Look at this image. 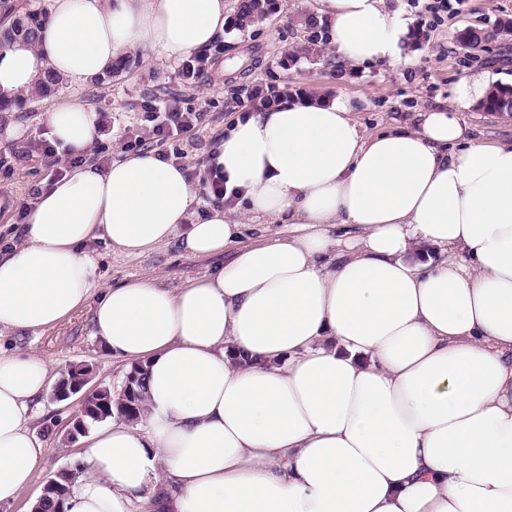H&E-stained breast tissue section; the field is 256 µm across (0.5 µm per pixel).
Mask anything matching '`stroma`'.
I'll return each instance as SVG.
<instances>
[{"instance_id": "35a3bbf8", "label": "stroma", "mask_w": 512, "mask_h": 512, "mask_svg": "<svg viewBox=\"0 0 512 512\" xmlns=\"http://www.w3.org/2000/svg\"><path fill=\"white\" fill-rule=\"evenodd\" d=\"M398 4L426 33L411 42L406 61L364 68L338 64L326 44L324 26L306 29L304 20L314 13V0H275L262 23L240 31L227 28L224 36L202 55L206 67L199 78L182 74V62H157L140 58L131 73L97 86L89 82L65 83L60 95L94 109L104 125L101 144L107 160L122 154L126 128L140 125L149 101L155 100L182 112H198L195 130L168 140L163 149L181 153L190 166L206 161L216 138L236 117L248 110V94L256 88L287 92L289 99L325 96L349 100L362 125L370 131L398 124H414L415 114L441 106L454 95L463 76L489 72L496 83L512 84V33L497 32L501 20L512 19V0H450L448 10L434 17L411 0ZM472 26L496 30L493 42L476 63H464L454 39L456 30ZM47 108L31 104L20 112H0V252L20 245L16 226L19 210L30 203L32 189L43 187L51 167L34 148L46 128ZM461 120L481 140H512V116L471 109ZM94 258L101 286H116L151 277L169 288H180L230 262L234 248L208 257L185 255L177 241H170L140 256H129L106 241L94 244ZM0 351L25 352L48 357L59 365L80 364L90 371V387L118 386L126 367L112 360L91 330L88 310L76 312L53 329L41 333L0 335ZM75 400L55 402L43 397L29 426L42 441L44 452L31 490L11 508L0 512H29L34 491L67 468L75 445L65 443Z\"/></svg>"}]
</instances>
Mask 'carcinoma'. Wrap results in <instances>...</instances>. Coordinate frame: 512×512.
Here are the masks:
<instances>
[{
	"mask_svg": "<svg viewBox=\"0 0 512 512\" xmlns=\"http://www.w3.org/2000/svg\"><path fill=\"white\" fill-rule=\"evenodd\" d=\"M274 0H237L234 28L244 30L267 18ZM11 19L0 26V50L9 47L18 40L36 41L47 24V13L43 9L10 8ZM62 78L53 70L45 71L38 82L36 90L29 96L18 99H0V112L8 113L21 109L28 103L46 104L60 89ZM482 112L512 115V85L496 84L478 103ZM131 374L124 378L117 390L104 387L95 395L98 412L84 418L90 427L112 417L122 418L130 423L142 419L146 411V373L142 366L130 367ZM77 473L71 470L60 471L57 484L44 488L38 504V512H61L64 504L62 494L66 489H73Z\"/></svg>",
	"mask_w": 512,
	"mask_h": 512,
	"instance_id": "carcinoma-1",
	"label": "carcinoma"
}]
</instances>
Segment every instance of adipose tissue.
Here are the masks:
<instances>
[{"mask_svg": "<svg viewBox=\"0 0 512 512\" xmlns=\"http://www.w3.org/2000/svg\"><path fill=\"white\" fill-rule=\"evenodd\" d=\"M316 3L342 63L402 58V8ZM225 24L224 0H50L37 44L0 51V97L48 67L83 83L136 51L177 61ZM487 90L465 76L450 106L378 132L340 98L250 111L214 148L229 207L199 211L152 152L42 189L0 254V332L52 329L92 298L94 336L147 370L143 421L88 432L64 512H512V141L458 117ZM96 120L75 100L46 113L63 150H89ZM239 213L290 232L177 290L100 287L94 242L209 256L236 245ZM58 378L0 353V507L33 483L28 422Z\"/></svg>", "mask_w": 512, "mask_h": 512, "instance_id": "ef3b65f1", "label": "adipose tissue"}]
</instances>
